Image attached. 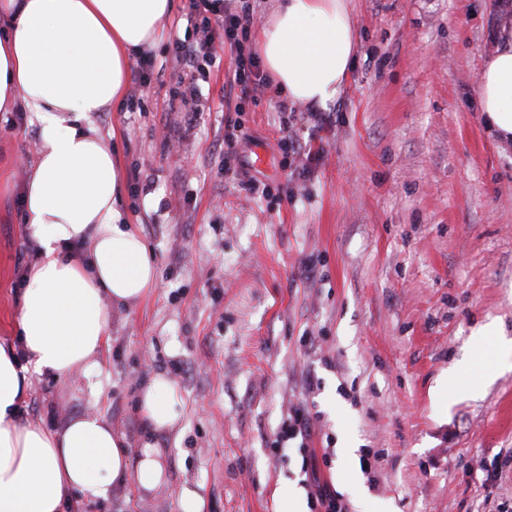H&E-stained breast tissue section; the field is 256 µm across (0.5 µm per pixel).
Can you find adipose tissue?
Segmentation results:
<instances>
[{
	"mask_svg": "<svg viewBox=\"0 0 512 512\" xmlns=\"http://www.w3.org/2000/svg\"><path fill=\"white\" fill-rule=\"evenodd\" d=\"M174 0H0V112H27L40 146L24 190L26 230L38 250L26 273L18 346L0 344V512H65L73 500L107 502L132 484L166 479L164 449L131 458L123 434L95 411L48 428L22 422L31 374L92 376L110 311L140 304L157 268L121 208L123 175L92 113L116 110L141 53L165 36ZM251 46L288 103L326 106L357 50L347 0H275ZM489 128L512 143V33L503 32L478 77ZM179 394L164 376L139 392L146 426L179 421Z\"/></svg>",
	"mask_w": 512,
	"mask_h": 512,
	"instance_id": "1",
	"label": "adipose tissue"
}]
</instances>
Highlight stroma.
<instances>
[{
  "label": "stroma",
  "mask_w": 512,
  "mask_h": 512,
  "mask_svg": "<svg viewBox=\"0 0 512 512\" xmlns=\"http://www.w3.org/2000/svg\"><path fill=\"white\" fill-rule=\"evenodd\" d=\"M176 3L141 103L93 115L116 136L122 209L156 285L113 310L91 380L31 376L23 420L53 427L93 408L130 456L165 449L160 487L116 489L101 512H281L287 494L308 500L306 461L349 512H512V367L470 390L497 356L475 331L493 322L512 339V146L477 104L512 0H350L358 49L321 129L303 105L280 111L270 89L231 111L228 46L195 96L173 101ZM236 118L251 134L240 157L269 194L224 171ZM286 124L321 153L305 176L283 166ZM38 145L28 113L0 112L1 342L37 252L23 192ZM158 373L181 417L151 435L137 392ZM301 401L314 419L308 460L280 439ZM368 450L378 461L366 473Z\"/></svg>",
  "instance_id": "1"
}]
</instances>
